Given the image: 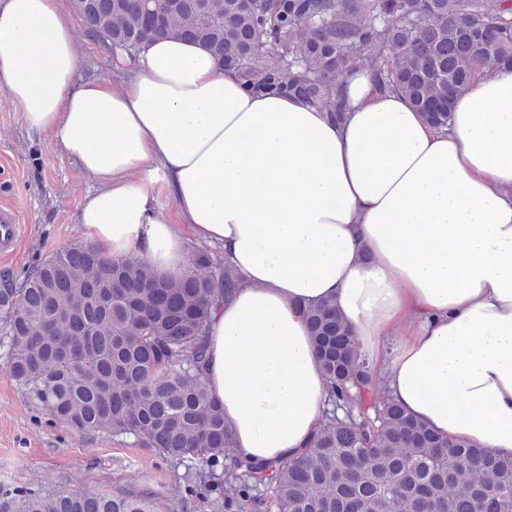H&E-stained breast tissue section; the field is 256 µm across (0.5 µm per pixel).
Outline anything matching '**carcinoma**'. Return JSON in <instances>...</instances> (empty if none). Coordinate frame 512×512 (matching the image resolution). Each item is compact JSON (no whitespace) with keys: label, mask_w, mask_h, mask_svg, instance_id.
<instances>
[{"label":"carcinoma","mask_w":512,"mask_h":512,"mask_svg":"<svg viewBox=\"0 0 512 512\" xmlns=\"http://www.w3.org/2000/svg\"><path fill=\"white\" fill-rule=\"evenodd\" d=\"M83 31L135 58L158 35L217 50L252 92L303 99L340 121L344 74L367 70L433 126L477 66L512 71V0H71ZM239 277L197 251L163 279L81 242L0 286V371L78 432L129 437L187 468L224 512H512V455L443 438L384 395L329 301L305 309L328 409L311 447L260 463L235 453L205 376L212 304ZM0 512H158L153 495L17 489Z\"/></svg>","instance_id":"cac0c4a2"}]
</instances>
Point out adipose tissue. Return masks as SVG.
I'll list each match as a JSON object with an SVG mask.
<instances>
[{
	"label": "adipose tissue",
	"instance_id": "ef3b65f1",
	"mask_svg": "<svg viewBox=\"0 0 512 512\" xmlns=\"http://www.w3.org/2000/svg\"><path fill=\"white\" fill-rule=\"evenodd\" d=\"M79 58L62 0H0V90L93 181L85 242L162 278L215 246L237 272L206 377L239 454L309 446L328 382L303 309L328 301L392 399L512 455V72L478 69L439 131L357 66L338 123L188 40L115 85L76 81Z\"/></svg>",
	"mask_w": 512,
	"mask_h": 512
}]
</instances>
